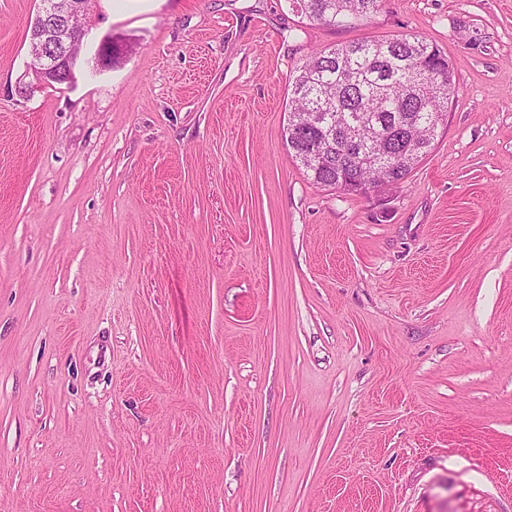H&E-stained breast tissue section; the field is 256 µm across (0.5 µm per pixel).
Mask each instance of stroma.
<instances>
[{"label": "stroma", "instance_id": "1", "mask_svg": "<svg viewBox=\"0 0 512 512\" xmlns=\"http://www.w3.org/2000/svg\"><path fill=\"white\" fill-rule=\"evenodd\" d=\"M0 0V512H512V0H95L36 85ZM422 36L459 92L383 200L288 151L311 52ZM301 18L327 26L364 25L377 14L382 0H289Z\"/></svg>", "mask_w": 512, "mask_h": 512}]
</instances>
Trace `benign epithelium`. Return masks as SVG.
Segmentation results:
<instances>
[{"label": "benign epithelium", "mask_w": 512, "mask_h": 512, "mask_svg": "<svg viewBox=\"0 0 512 512\" xmlns=\"http://www.w3.org/2000/svg\"><path fill=\"white\" fill-rule=\"evenodd\" d=\"M86 9V0H39L29 24L31 69L38 81L73 82L87 26L73 27L69 21Z\"/></svg>", "instance_id": "1"}]
</instances>
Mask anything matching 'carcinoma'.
<instances>
[{
	"label": "carcinoma",
	"mask_w": 512,
	"mask_h": 512,
	"mask_svg": "<svg viewBox=\"0 0 512 512\" xmlns=\"http://www.w3.org/2000/svg\"><path fill=\"white\" fill-rule=\"evenodd\" d=\"M301 17L327 26L364 25L382 0H291ZM459 86L446 55L425 37L357 39L312 53L288 94L285 140L309 179L347 194L400 184L430 152ZM312 112L332 115L329 133L299 134Z\"/></svg>",
	"instance_id": "cac0c4a2"
}]
</instances>
